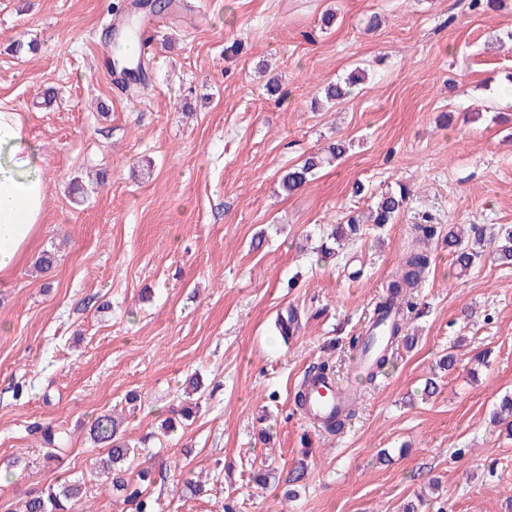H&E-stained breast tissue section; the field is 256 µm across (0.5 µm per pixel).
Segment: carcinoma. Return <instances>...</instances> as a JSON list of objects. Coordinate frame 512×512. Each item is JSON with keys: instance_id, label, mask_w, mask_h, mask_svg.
<instances>
[{"instance_id": "carcinoma-1", "label": "carcinoma", "mask_w": 512, "mask_h": 512, "mask_svg": "<svg viewBox=\"0 0 512 512\" xmlns=\"http://www.w3.org/2000/svg\"><path fill=\"white\" fill-rule=\"evenodd\" d=\"M113 64L121 68V72L141 78V65H132V59L116 53ZM359 81V76L350 74L344 81L330 84L325 88L328 101L341 102L351 94V89ZM347 151V144L337 140L324 152H311L298 164L289 168L282 176L280 184L283 191L292 194L313 178L316 172L326 164L341 158ZM407 192L401 187L382 193L371 211V222L381 226L390 224L406 201ZM419 235L415 244L402 254V258L392 272L385 294L376 302L368 326H386V335L393 338L391 345L400 340H409L408 323L416 316L417 302L415 297L423 275L429 268L431 259L428 251V240L433 229L426 225L418 226ZM361 233L360 220L350 215L341 224H335L326 235V241L319 247L322 258L328 259L336 254L335 245ZM486 228L481 224H472L469 234L465 235L453 228L448 230V248L452 251L454 267L458 274L468 272L482 256L477 246L484 243ZM494 259L500 265H512V227L501 229L493 235ZM300 328L298 312L290 309L287 316L277 319L279 334L285 338L295 335ZM392 349L388 348L377 353L374 370L361 378V383L373 384L382 375L391 362ZM494 417L512 430V397L505 396L500 401ZM42 435L46 449L45 458H58L59 448L65 444L63 434L51 427H37ZM93 441L105 447L106 454L92 462V468L102 475L112 486L113 494L125 504L134 506V512H155V502L151 497L150 486L156 478L153 467L141 466L137 471H130L126 462L140 455L142 445L148 437L132 440L123 430V419L114 414H101L94 418L90 426ZM85 494L83 484L78 480L65 478L50 484L38 493L21 500L20 506L10 512H77L76 506Z\"/></svg>"}]
</instances>
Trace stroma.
I'll return each instance as SVG.
<instances>
[{
  "label": "stroma",
  "mask_w": 512,
  "mask_h": 512,
  "mask_svg": "<svg viewBox=\"0 0 512 512\" xmlns=\"http://www.w3.org/2000/svg\"><path fill=\"white\" fill-rule=\"evenodd\" d=\"M132 2L0 0V103L39 142L47 188L0 277V469L17 462L0 512L66 476L91 512H128L91 467L106 411L150 435L158 512H512V434L491 419L512 394V267L456 277L445 242L512 226V0H182L151 17L140 89L112 68ZM356 68L365 81L328 107ZM336 139L349 152L286 194L288 168ZM401 186L395 223L318 260L330 225ZM419 224L436 235L413 344L330 435L294 394L324 361L348 381L350 340ZM290 307L302 329L285 340ZM194 375L196 418L157 434ZM46 424L67 434L62 465L43 461ZM300 461L295 499L249 480ZM189 471L207 483L195 496Z\"/></svg>",
  "instance_id": "obj_1"
}]
</instances>
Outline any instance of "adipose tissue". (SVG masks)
<instances>
[{"label": "adipose tissue", "mask_w": 512, "mask_h": 512, "mask_svg": "<svg viewBox=\"0 0 512 512\" xmlns=\"http://www.w3.org/2000/svg\"><path fill=\"white\" fill-rule=\"evenodd\" d=\"M35 143L21 116L0 109V276L14 268L45 214L46 186Z\"/></svg>", "instance_id": "adipose-tissue-1"}]
</instances>
